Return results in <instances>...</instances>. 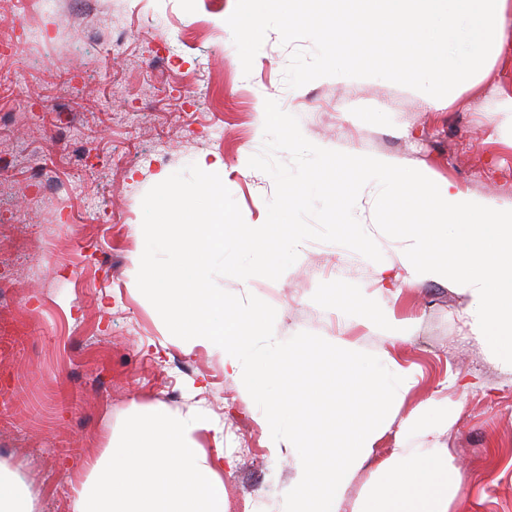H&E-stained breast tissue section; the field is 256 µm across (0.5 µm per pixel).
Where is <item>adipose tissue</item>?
I'll list each match as a JSON object with an SVG mask.
<instances>
[{
  "label": "adipose tissue",
  "mask_w": 512,
  "mask_h": 512,
  "mask_svg": "<svg viewBox=\"0 0 512 512\" xmlns=\"http://www.w3.org/2000/svg\"><path fill=\"white\" fill-rule=\"evenodd\" d=\"M316 151L326 164L320 177L336 198L375 170L389 203L420 215V223L409 227L403 261L408 280L450 278L465 286L473 335L512 371V212L476 206L450 184L434 190L411 183L394 160L341 157L324 145ZM176 210L189 218L177 229L169 222ZM226 222L218 184L203 182L191 195L159 196L154 234L172 258L161 266L142 263L141 275L187 345L222 346L225 368L245 391L272 396L269 422L287 421L298 433L288 512H456L459 485L450 477L447 449L434 438L448 424L447 402L430 399L401 415L415 382L410 368L387 352L362 363L341 339L300 382L289 368L304 342L254 353V334L269 326L262 311L225 303L207 286L210 257L224 245ZM209 426L199 413L161 407L137 416L119 441L86 459L87 477L75 490L73 512H223L224 482L195 439ZM414 429L419 445L411 448L406 435ZM387 433L394 446L377 457L375 445ZM364 468L372 481L346 502L345 488Z\"/></svg>",
  "instance_id": "1"
}]
</instances>
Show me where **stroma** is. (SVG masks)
<instances>
[{"mask_svg": "<svg viewBox=\"0 0 512 512\" xmlns=\"http://www.w3.org/2000/svg\"><path fill=\"white\" fill-rule=\"evenodd\" d=\"M236 0H45L20 10L0 0V31L14 30L0 60V462L12 466L36 512H72V482L91 451H102L143 410H202L211 429L199 443L232 459L223 471L224 512H286L291 455L272 448L287 422L264 426L268 401L243 392L224 372V353L182 346L165 313L137 280L135 257L154 265L170 251L153 241L152 203L175 188L194 192L202 157L236 224H260L272 178L248 165L263 144L257 111L273 99L295 115L312 143L362 159L403 162L424 183H453L475 203L512 209V0L496 19L510 39L441 99L380 78L316 79L288 87L291 47L268 32L244 73L226 20ZM119 52L104 57L114 31ZM30 73L14 92L15 67ZM80 73L77 88L68 76ZM36 110L33 121L21 112ZM135 114V123L125 121ZM93 152L70 170L67 195L35 196L30 184L62 166L70 132ZM378 188L362 190L355 215L380 247L373 262L342 245L303 242L286 272L252 274L255 255L241 233L214 252L210 286L270 321L253 351L287 340H345L360 357L392 351L416 373L404 404L448 401L438 440L460 471L465 512H512V372L472 335L469 297L453 281H397L375 293L377 264L398 265L402 241L374 222ZM362 297L336 314L338 295ZM413 323V338L392 345L386 316Z\"/></svg>", "mask_w": 512, "mask_h": 512, "instance_id": "stroma-1", "label": "stroma"}]
</instances>
